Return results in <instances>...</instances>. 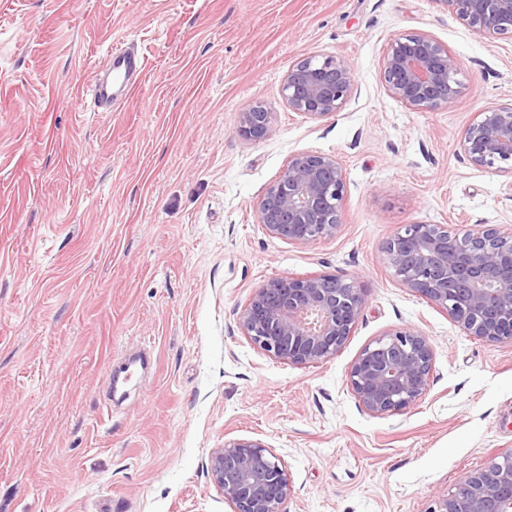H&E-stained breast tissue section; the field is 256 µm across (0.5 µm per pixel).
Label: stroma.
I'll return each instance as SVG.
<instances>
[{"instance_id":"1","label":"stroma","mask_w":512,"mask_h":512,"mask_svg":"<svg viewBox=\"0 0 512 512\" xmlns=\"http://www.w3.org/2000/svg\"><path fill=\"white\" fill-rule=\"evenodd\" d=\"M424 32L458 60V94L412 111L381 77L388 41ZM146 76L117 112L84 93L108 46ZM337 56V115L289 110L298 59ZM512 101V37L440 0H0V512H232L212 451L258 440L285 464V512H426L512 450V342L467 335L406 288L382 247L405 224L512 226V174L472 165L458 134ZM264 106L272 131L238 133ZM346 174L335 236L268 235L264 189L301 151ZM354 276L364 308L343 349L307 366L242 334L276 277ZM427 336L425 397L374 416L348 385L365 346ZM143 359L106 405L111 369Z\"/></svg>"}]
</instances>
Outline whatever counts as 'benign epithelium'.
Returning a JSON list of instances; mask_svg holds the SVG:
<instances>
[{
	"label": "benign epithelium",
	"instance_id": "obj_1",
	"mask_svg": "<svg viewBox=\"0 0 512 512\" xmlns=\"http://www.w3.org/2000/svg\"><path fill=\"white\" fill-rule=\"evenodd\" d=\"M479 35L512 37V0H441ZM457 60L423 32L389 40L383 57L388 95L413 111L452 102L458 93ZM354 91L349 63L335 56L299 59L284 77L288 108L330 119ZM260 105L242 112L239 134L260 140L271 132ZM475 166L512 172V103L478 113L458 138ZM346 176L337 156L299 152L259 198L256 213L270 236L297 244L331 237L341 224ZM383 253L400 281L439 305L470 336L512 342V227L483 224L455 230L446 224H405ZM364 307L356 279L323 274L277 277L255 290L239 326L252 344L292 365L330 359L345 345ZM433 351L425 335L409 328L366 346L348 372L350 389L373 416L403 412L426 395ZM211 475L234 512H283L293 491L286 467L265 444L233 440L215 449ZM427 512H512V450L487 467L462 476L455 491Z\"/></svg>",
	"mask_w": 512,
	"mask_h": 512
}]
</instances>
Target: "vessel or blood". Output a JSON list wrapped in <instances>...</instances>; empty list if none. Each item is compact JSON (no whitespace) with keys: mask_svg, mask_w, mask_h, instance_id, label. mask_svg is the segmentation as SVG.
<instances>
[{"mask_svg":"<svg viewBox=\"0 0 512 512\" xmlns=\"http://www.w3.org/2000/svg\"><path fill=\"white\" fill-rule=\"evenodd\" d=\"M148 60L135 48H108L103 64L95 70L87 94L94 111L117 112L141 83Z\"/></svg>","mask_w":512,"mask_h":512,"instance_id":"obj_1","label":"vessel or blood"}]
</instances>
